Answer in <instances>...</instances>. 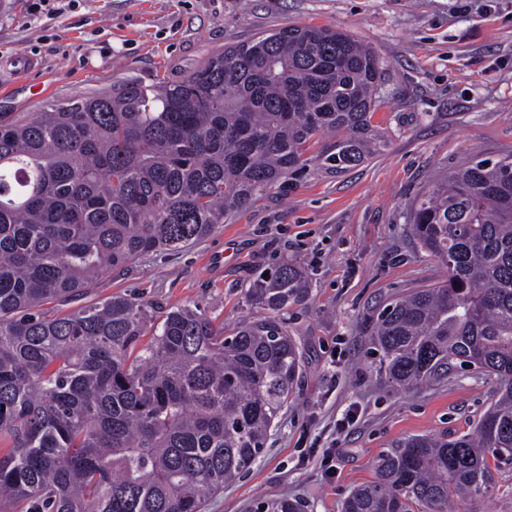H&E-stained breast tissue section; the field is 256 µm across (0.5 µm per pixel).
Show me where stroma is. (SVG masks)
Instances as JSON below:
<instances>
[{
    "label": "stroma",
    "mask_w": 512,
    "mask_h": 512,
    "mask_svg": "<svg viewBox=\"0 0 512 512\" xmlns=\"http://www.w3.org/2000/svg\"><path fill=\"white\" fill-rule=\"evenodd\" d=\"M0 0V113L33 116L129 80L173 81L212 54L289 27L325 26L373 47L383 82L372 122L383 145L337 174L318 162L183 248L107 274L89 296L196 305L225 329L263 316L246 291L256 271L288 262L312 288L288 310L301 369L259 462L204 512H251L263 498L341 512L379 455L413 435L472 432L493 377L457 370L398 393L369 353L379 307L446 278L414 241L413 200L473 156L512 155V0ZM36 62L26 82L13 63ZM356 420L343 425L348 407ZM454 512H512V468Z\"/></svg>",
    "instance_id": "obj_1"
}]
</instances>
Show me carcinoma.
I'll list each match as a JSON object with an SVG mask.
<instances>
[{
    "label": "carcinoma",
    "mask_w": 512,
    "mask_h": 512,
    "mask_svg": "<svg viewBox=\"0 0 512 512\" xmlns=\"http://www.w3.org/2000/svg\"><path fill=\"white\" fill-rule=\"evenodd\" d=\"M377 52L329 27L261 35L179 81H127L0 113V512H204L261 458L301 352L288 262L254 274L269 315L224 326L196 306L115 294L65 314L106 273L207 237L307 164L336 173L383 143ZM414 240L448 278L378 312L393 387L496 376L475 432L416 435L378 459L342 512H448L512 465V157H473L417 196ZM262 499L256 512H305Z\"/></svg>",
    "instance_id": "carcinoma-1"
}]
</instances>
